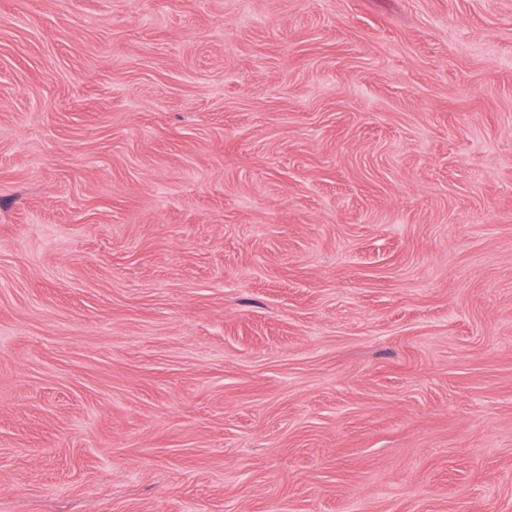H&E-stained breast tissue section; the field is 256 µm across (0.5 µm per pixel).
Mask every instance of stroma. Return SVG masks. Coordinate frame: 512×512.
Here are the masks:
<instances>
[{"instance_id":"stroma-1","label":"stroma","mask_w":512,"mask_h":512,"mask_svg":"<svg viewBox=\"0 0 512 512\" xmlns=\"http://www.w3.org/2000/svg\"><path fill=\"white\" fill-rule=\"evenodd\" d=\"M0 512H512V0H0Z\"/></svg>"}]
</instances>
